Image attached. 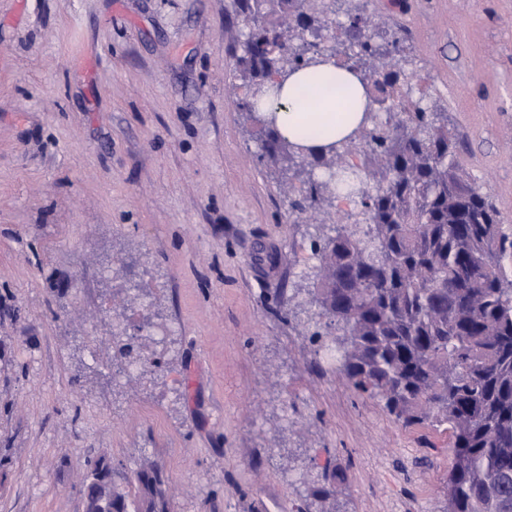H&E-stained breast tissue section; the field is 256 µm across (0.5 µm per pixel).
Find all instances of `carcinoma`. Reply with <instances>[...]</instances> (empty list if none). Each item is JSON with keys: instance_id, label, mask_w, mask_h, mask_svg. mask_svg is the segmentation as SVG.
Wrapping results in <instances>:
<instances>
[{"instance_id": "cac0c4a2", "label": "carcinoma", "mask_w": 512, "mask_h": 512, "mask_svg": "<svg viewBox=\"0 0 512 512\" xmlns=\"http://www.w3.org/2000/svg\"><path fill=\"white\" fill-rule=\"evenodd\" d=\"M252 2L235 0L245 88L238 107L260 125L261 161L283 175L307 174L289 199L291 212L337 196L347 155L366 145L371 178L355 224L336 225L316 244L308 300L342 330L335 338L341 373L406 425L448 426L455 458L447 512H512V274L502 264L512 238L499 212L458 168L455 136L412 97L400 37L379 39L358 16L342 22L325 0H278L292 20L283 29ZM337 31L343 39L328 51L374 79L384 97L402 96L407 112L379 123L368 107L353 136L305 155L270 128L264 102L292 73L325 62L319 49ZM114 329L116 360L137 361L122 328ZM337 477L324 471L313 495L329 498ZM164 484L160 469L143 466L131 473V492L116 488L114 496L124 508L129 497L148 496L149 512H168Z\"/></svg>"}]
</instances>
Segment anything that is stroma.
Returning a JSON list of instances; mask_svg holds the SVG:
<instances>
[{
  "label": "stroma",
  "mask_w": 512,
  "mask_h": 512,
  "mask_svg": "<svg viewBox=\"0 0 512 512\" xmlns=\"http://www.w3.org/2000/svg\"><path fill=\"white\" fill-rule=\"evenodd\" d=\"M233 0H0V512H82L89 460L169 512H446L453 439L354 392L313 338L341 203L259 160ZM402 37L414 98L512 236V0H343ZM147 313L149 369L113 381ZM341 468L328 500L311 494ZM165 484L163 473L156 466H150V470L141 467L131 473L128 485L133 491L132 502L143 500L146 495L150 496L151 507L148 512H168L165 490L162 486Z\"/></svg>",
  "instance_id": "1"
}]
</instances>
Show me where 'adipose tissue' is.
<instances>
[{
	"instance_id": "obj_1",
	"label": "adipose tissue",
	"mask_w": 512,
	"mask_h": 512,
	"mask_svg": "<svg viewBox=\"0 0 512 512\" xmlns=\"http://www.w3.org/2000/svg\"><path fill=\"white\" fill-rule=\"evenodd\" d=\"M355 77L331 63L294 73L285 82L275 125L288 141L316 151L338 142L359 125L361 112L351 109Z\"/></svg>"
}]
</instances>
